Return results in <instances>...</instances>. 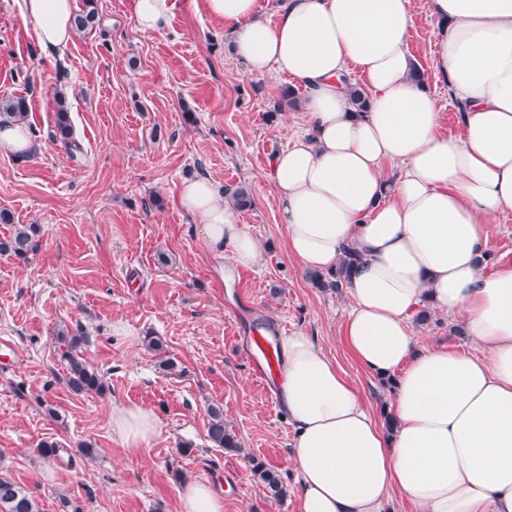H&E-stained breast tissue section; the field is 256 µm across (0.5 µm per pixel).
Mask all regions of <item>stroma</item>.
<instances>
[{
	"mask_svg": "<svg viewBox=\"0 0 512 512\" xmlns=\"http://www.w3.org/2000/svg\"><path fill=\"white\" fill-rule=\"evenodd\" d=\"M169 29L139 31L132 0H96L98 23L63 50L44 51L21 0H0V101L25 98L37 149L0 150V242L14 225L40 227L27 260L0 251V337L13 340L17 365L0 369V473L22 485L41 512L61 498L84 512H180L185 482L224 493V512H299L289 458L293 432L273 406L274 385L251 373L240 342L264 330L314 336L350 380L377 421L389 388L366 372L343 339L353 305L348 290L312 288L288 251L276 191L264 172L305 122L282 106L290 81L252 75L223 25L190 0H173ZM408 50L443 115L459 131V113L434 70V24L413 0ZM78 142L53 138L58 97ZM251 189L240 211L258 242L261 265L217 269L196 224L178 203L184 178ZM125 323L132 337L115 335ZM456 319L431 313L413 321L418 343L471 350ZM83 328L88 360L105 377V395L71 394L53 336ZM160 337L165 357L144 345ZM152 409L164 431L150 448L127 453L113 434L111 403ZM218 406L241 451L213 447L208 410ZM56 407L60 419L49 416ZM57 442L44 462L39 442ZM92 443L93 458L77 453ZM190 452H182L183 444ZM262 461L286 486L270 497L252 471Z\"/></svg>",
	"mask_w": 512,
	"mask_h": 512,
	"instance_id": "35a3bbf8",
	"label": "stroma"
}]
</instances>
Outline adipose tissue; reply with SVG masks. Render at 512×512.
<instances>
[{"label":"adipose tissue","instance_id":"adipose-tissue-1","mask_svg":"<svg viewBox=\"0 0 512 512\" xmlns=\"http://www.w3.org/2000/svg\"><path fill=\"white\" fill-rule=\"evenodd\" d=\"M202 3L249 73L306 89L305 127L268 171L288 251L322 272L356 253L344 340L394 379L385 428L310 336H280L299 512H384L396 495L419 512H512V264H483L487 224L512 209V0H426L456 136L413 76L412 0H277L272 24L258 0ZM73 13L74 0H22L47 50L71 41ZM353 73L362 113L346 92ZM179 204L213 258L261 263L218 184L184 180ZM426 307L460 318L474 352L418 346L410 320ZM110 416L132 454L163 432L141 405Z\"/></svg>","mask_w":512,"mask_h":512}]
</instances>
